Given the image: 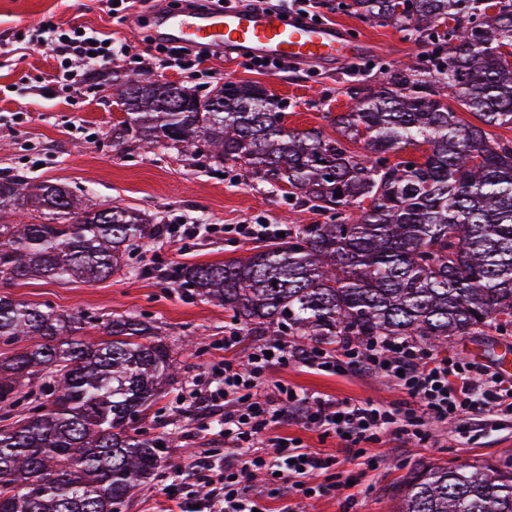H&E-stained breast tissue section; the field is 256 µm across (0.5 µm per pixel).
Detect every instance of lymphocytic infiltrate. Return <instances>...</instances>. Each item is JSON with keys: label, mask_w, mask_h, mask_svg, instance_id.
<instances>
[{"label": "lymphocytic infiltrate", "mask_w": 512, "mask_h": 512, "mask_svg": "<svg viewBox=\"0 0 512 512\" xmlns=\"http://www.w3.org/2000/svg\"><path fill=\"white\" fill-rule=\"evenodd\" d=\"M35 33L36 43L59 63L55 83L72 96L80 94L86 69L110 65L131 51L126 42L89 27L64 29L51 22L36 27ZM238 342L237 332L225 336L218 373L207 387L189 392L194 403L220 413L224 443L233 455L228 460L209 456L195 460V469L206 474L208 490L180 499V512H253L257 501L241 483L256 471L264 472L271 484L290 496H317L322 489L319 477L335 470L336 459L304 448L296 439L271 436L272 427L287 417L322 436L342 438L357 459L363 457L365 444L385 436L423 443L438 422L512 415V380L498 378L475 363L432 354L410 337L346 342L337 355L317 345L264 343L255 347L245 365L233 355ZM292 360L330 374L347 365L363 366L395 379L409 401L401 408L353 403L265 381L270 363L285 365Z\"/></svg>", "instance_id": "f902f5d3"}]
</instances>
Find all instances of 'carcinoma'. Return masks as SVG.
Returning a JSON list of instances; mask_svg holds the SVG:
<instances>
[{
	"instance_id": "cac0c4a2",
	"label": "carcinoma",
	"mask_w": 512,
	"mask_h": 512,
	"mask_svg": "<svg viewBox=\"0 0 512 512\" xmlns=\"http://www.w3.org/2000/svg\"><path fill=\"white\" fill-rule=\"evenodd\" d=\"M351 13L427 37L435 49L348 81L334 131L290 129L257 82L206 97L138 72H112L125 118L112 144L233 162L290 204L323 217L235 258L193 263L175 282L224 307L243 329L332 345L375 336L512 329V0H352ZM478 120L463 119L454 105ZM361 143L354 152L349 143ZM426 145L422 160L398 153ZM157 232L135 207H101L72 187L0 176V286L95 283L128 267ZM0 292V403L29 402L0 425V512H117L171 461L135 426L177 374L158 327L133 316L86 330ZM398 512H512V465L424 467Z\"/></svg>"
}]
</instances>
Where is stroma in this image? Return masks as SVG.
<instances>
[{
    "label": "stroma",
    "instance_id": "35a3bbf8",
    "mask_svg": "<svg viewBox=\"0 0 512 512\" xmlns=\"http://www.w3.org/2000/svg\"><path fill=\"white\" fill-rule=\"evenodd\" d=\"M339 0H315V14L324 22L345 25L350 34L375 44L372 61L389 65L422 53L424 44L407 39L391 26L364 21L340 8ZM53 18L61 24L84 25L127 40L131 57L116 67L137 69L136 54L145 49L149 30L140 13L112 18L103 0H0V175L25 174L63 182L83 190L103 206H131L176 224H312L316 214L289 205L281 191L242 175L238 166L217 168L191 153L175 155L161 148L150 151L113 145L108 135L120 112L112 97V70L98 68L82 96L65 98L51 80L54 62L42 47L16 40L19 29ZM115 67V68H116ZM147 76L189 86L206 94L224 81H256L285 102L287 125L308 129L323 126L324 113L347 109L342 89L354 76L349 65L336 70L303 67L286 73L251 70L243 57H212L190 71L153 67ZM234 233H203L191 240L172 241L157 235L135 252L124 275L87 284L33 280L12 287L17 299L48 304L62 312L80 311L104 320L139 315L162 328V339L176 352L179 373L158 402L142 412L136 425L148 436L162 439L167 455L181 465L191 491L205 492L203 479L190 466L199 454L224 453L212 410L183 403L190 383L206 384L210 370L224 356V338L236 324L223 307L200 299L174 283L173 268L189 262H217L249 250ZM198 341L189 353L185 338ZM512 351V335L489 330L480 336H454L440 355L476 362L497 371L500 356ZM271 382L297 391L319 392L352 402L368 400L404 404L407 394L386 378L355 369L325 375L299 362L271 365ZM299 439L315 451L334 455L337 478L323 480L314 499L282 495L264 497L265 512H393L398 489L414 471L425 466L512 462V416L493 414L484 421L433 426L428 444L389 440L368 448L376 468L352 459L338 438L302 428L293 422L274 429ZM172 469L161 467L152 481L136 490L120 512H168Z\"/></svg>",
    "mask_w": 512,
    "mask_h": 512
}]
</instances>
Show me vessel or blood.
Instances as JSON below:
<instances>
[{
  "label": "vessel or blood",
  "mask_w": 512,
  "mask_h": 512,
  "mask_svg": "<svg viewBox=\"0 0 512 512\" xmlns=\"http://www.w3.org/2000/svg\"><path fill=\"white\" fill-rule=\"evenodd\" d=\"M149 14L153 35L171 45L327 67L361 58L372 49L370 42L353 38L344 26L286 16L275 8L213 5L172 12L155 6Z\"/></svg>",
  "instance_id": "obj_1"
}]
</instances>
